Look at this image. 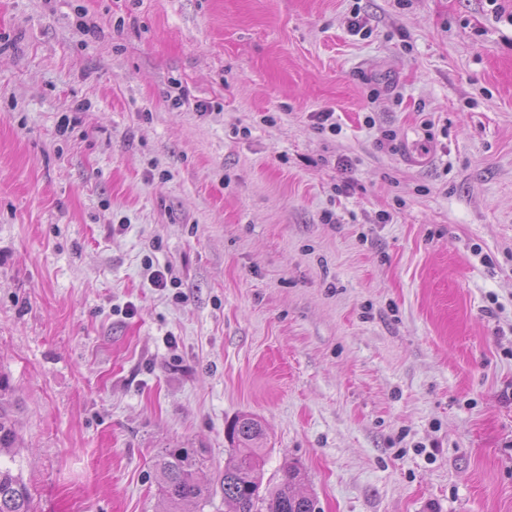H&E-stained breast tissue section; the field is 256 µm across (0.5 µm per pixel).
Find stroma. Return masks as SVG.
Returning <instances> with one entry per match:
<instances>
[{
	"label": "stroma",
	"instance_id": "35a3bbf8",
	"mask_svg": "<svg viewBox=\"0 0 512 512\" xmlns=\"http://www.w3.org/2000/svg\"><path fill=\"white\" fill-rule=\"evenodd\" d=\"M0 377L34 512H227L242 414L315 512H512V0H0ZM204 462L202 453L192 448H163L157 453L158 483L169 512H187L189 506L209 501L211 489L199 478Z\"/></svg>",
	"mask_w": 512,
	"mask_h": 512
}]
</instances>
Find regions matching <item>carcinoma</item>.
<instances>
[{"mask_svg":"<svg viewBox=\"0 0 512 512\" xmlns=\"http://www.w3.org/2000/svg\"><path fill=\"white\" fill-rule=\"evenodd\" d=\"M7 388L0 381V512H33L31 493L13 464L18 447L17 429ZM262 423L250 415L237 417L227 430L230 457L220 481L229 512H314L313 501L295 493L302 480L300 468L286 465L279 482L260 493V466L266 449ZM205 458L192 448H164L156 455L155 467L169 512H188L211 496L199 475Z\"/></svg>","mask_w":512,"mask_h":512,"instance_id":"obj_1","label":"carcinoma"}]
</instances>
